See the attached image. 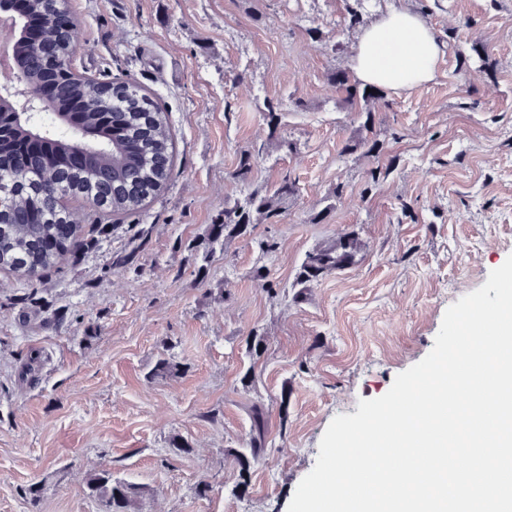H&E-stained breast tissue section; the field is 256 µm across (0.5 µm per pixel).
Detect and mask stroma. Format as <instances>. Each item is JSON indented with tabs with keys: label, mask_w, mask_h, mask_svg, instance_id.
<instances>
[{
	"label": "stroma",
	"mask_w": 512,
	"mask_h": 512,
	"mask_svg": "<svg viewBox=\"0 0 512 512\" xmlns=\"http://www.w3.org/2000/svg\"><path fill=\"white\" fill-rule=\"evenodd\" d=\"M70 4L74 68L149 91L176 157L168 190L113 216L79 264L0 271V512H30L32 484L41 512H99L85 484L101 469L146 487L140 512H288L330 422L384 395L431 351L446 309L512 255V0H370L365 23L407 6L443 45L435 79L385 91L370 132L329 79L358 35L343 0ZM476 41L488 66L461 80ZM367 135L380 154L343 152ZM286 174L299 192L277 223L202 248L225 206ZM347 229L366 244L358 262L301 290L305 254ZM128 252L132 265L101 277ZM162 359L179 373L155 375ZM255 402L268 444L241 497L231 453Z\"/></svg>",
	"instance_id": "obj_1"
}]
</instances>
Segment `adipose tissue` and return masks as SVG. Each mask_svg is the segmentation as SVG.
Here are the masks:
<instances>
[{
    "label": "adipose tissue",
    "instance_id": "ef3b65f1",
    "mask_svg": "<svg viewBox=\"0 0 512 512\" xmlns=\"http://www.w3.org/2000/svg\"><path fill=\"white\" fill-rule=\"evenodd\" d=\"M440 55L431 27L404 7L359 32L351 70L359 83L403 91L432 81Z\"/></svg>",
    "mask_w": 512,
    "mask_h": 512
}]
</instances>
